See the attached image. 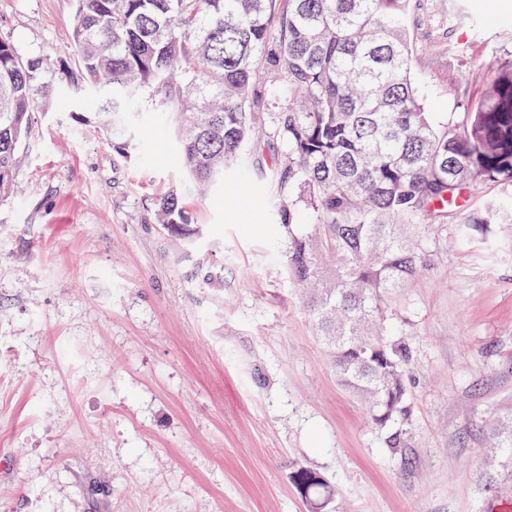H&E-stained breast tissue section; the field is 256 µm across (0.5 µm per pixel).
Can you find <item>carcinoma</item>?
<instances>
[{"label": "carcinoma", "instance_id": "cac0c4a2", "mask_svg": "<svg viewBox=\"0 0 512 512\" xmlns=\"http://www.w3.org/2000/svg\"><path fill=\"white\" fill-rule=\"evenodd\" d=\"M412 0H76L71 50L83 85L100 94L99 128L138 159L140 109L171 116L181 167L204 191L253 154L282 144L286 161L263 174L279 198L288 275L306 291L340 385L368 407L387 447L403 448L410 339L386 305L428 270L416 228L477 224L512 211V61L486 69V91L457 117L426 111L415 80ZM47 55L23 57L0 38V201L45 80ZM288 90L269 102L261 79ZM501 188L479 212L454 206L466 189ZM304 205L309 223L296 222ZM156 223L195 235L183 193L153 202ZM508 449V480L482 476L488 503L512 482V413L490 427ZM292 482L311 512H331L335 490L300 467Z\"/></svg>", "mask_w": 512, "mask_h": 512}]
</instances>
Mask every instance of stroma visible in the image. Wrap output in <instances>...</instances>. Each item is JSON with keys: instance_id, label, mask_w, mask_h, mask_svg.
Listing matches in <instances>:
<instances>
[{"instance_id": "1", "label": "stroma", "mask_w": 512, "mask_h": 512, "mask_svg": "<svg viewBox=\"0 0 512 512\" xmlns=\"http://www.w3.org/2000/svg\"><path fill=\"white\" fill-rule=\"evenodd\" d=\"M75 0H0L18 53L78 62ZM409 26L427 111L473 105L512 60V0H416ZM442 42L431 51V42ZM95 94L51 84L0 201V512H307V468L333 512H484L493 417L512 412V214L456 241L396 302L412 340L402 453L338 386L288 277V238L261 172L199 196L163 117L128 163L76 122ZM185 196L195 244L152 217ZM292 482L303 501L310 505L311 512H331L329 510L335 490L315 472L300 467L294 471Z\"/></svg>"}]
</instances>
